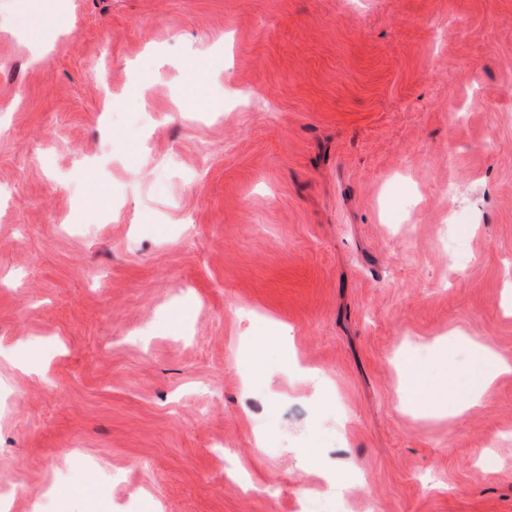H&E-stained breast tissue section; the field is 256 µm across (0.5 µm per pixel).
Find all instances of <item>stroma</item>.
Returning <instances> with one entry per match:
<instances>
[{
	"instance_id": "stroma-1",
	"label": "stroma",
	"mask_w": 512,
	"mask_h": 512,
	"mask_svg": "<svg viewBox=\"0 0 512 512\" xmlns=\"http://www.w3.org/2000/svg\"><path fill=\"white\" fill-rule=\"evenodd\" d=\"M509 280L512 0H0L9 512H512ZM476 355V381L481 389L487 388L499 375L512 372L509 363L483 347H476Z\"/></svg>"
}]
</instances>
